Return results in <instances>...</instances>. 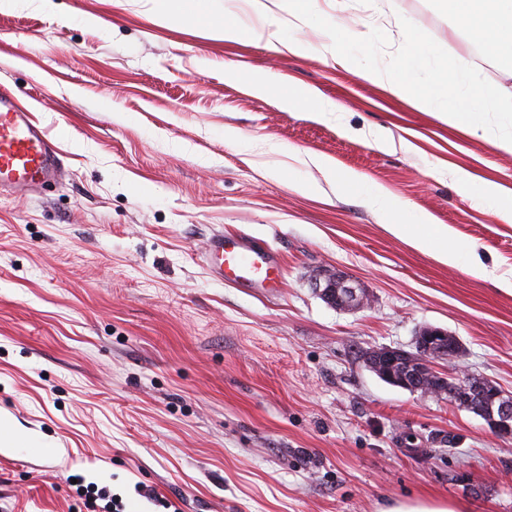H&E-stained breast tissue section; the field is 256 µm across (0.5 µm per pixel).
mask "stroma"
I'll list each match as a JSON object with an SVG mask.
<instances>
[{
	"instance_id": "stroma-1",
	"label": "stroma",
	"mask_w": 512,
	"mask_h": 512,
	"mask_svg": "<svg viewBox=\"0 0 512 512\" xmlns=\"http://www.w3.org/2000/svg\"><path fill=\"white\" fill-rule=\"evenodd\" d=\"M55 2L53 14L32 0L0 11V93L61 159L41 194L0 195V418L58 450L36 466L0 459V512H101L107 491L141 512H386L417 499L512 512V437L364 362L438 327L462 346L458 372L512 396V293L495 282L512 280L506 201L448 174L509 191L512 154L326 57V33L284 7L273 50L213 39L171 0ZM319 9L359 37L381 29L393 50L408 19L512 90V59L474 54L438 0ZM258 76L337 109H281L250 92ZM380 187L406 209L367 205ZM422 212L489 276L388 232ZM219 232L267 243L279 287L210 274ZM324 269L356 279L369 307L328 305L310 286Z\"/></svg>"
}]
</instances>
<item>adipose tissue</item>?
<instances>
[{"label": "adipose tissue", "mask_w": 512, "mask_h": 512, "mask_svg": "<svg viewBox=\"0 0 512 512\" xmlns=\"http://www.w3.org/2000/svg\"><path fill=\"white\" fill-rule=\"evenodd\" d=\"M439 3L457 27L485 50L499 55L512 49V0H439ZM431 222V215L425 214L419 227L394 224L390 231L395 236L407 238L413 247L431 252L440 263L458 265L461 245L447 229L428 233L427 226Z\"/></svg>", "instance_id": "1"}]
</instances>
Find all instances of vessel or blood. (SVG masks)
I'll return each mask as SVG.
<instances>
[{"mask_svg":"<svg viewBox=\"0 0 512 512\" xmlns=\"http://www.w3.org/2000/svg\"><path fill=\"white\" fill-rule=\"evenodd\" d=\"M61 160L47 132L12 98L0 95V192L26 193L54 175ZM206 263L218 278L276 285L281 269L271 250L243 238L213 235Z\"/></svg>","mask_w":512,"mask_h":512,"instance_id":"1","label":"vessel or blood"}]
</instances>
